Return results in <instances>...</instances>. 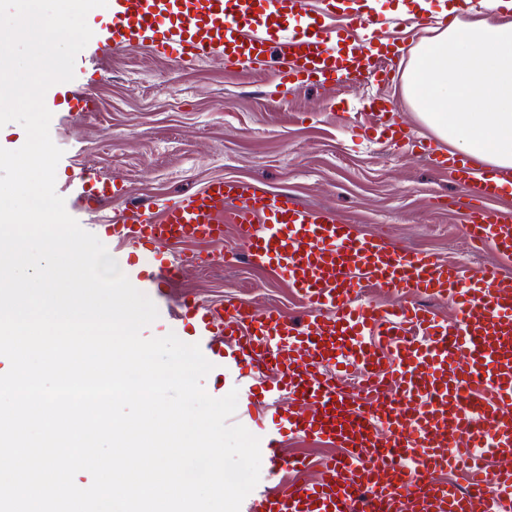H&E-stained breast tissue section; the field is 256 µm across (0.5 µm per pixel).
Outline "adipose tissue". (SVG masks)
<instances>
[{
    "instance_id": "1",
    "label": "adipose tissue",
    "mask_w": 512,
    "mask_h": 512,
    "mask_svg": "<svg viewBox=\"0 0 512 512\" xmlns=\"http://www.w3.org/2000/svg\"><path fill=\"white\" fill-rule=\"evenodd\" d=\"M413 52L401 94L419 123L482 169L512 174V0Z\"/></svg>"
}]
</instances>
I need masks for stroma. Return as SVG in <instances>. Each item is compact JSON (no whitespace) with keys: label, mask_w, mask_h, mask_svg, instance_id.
Instances as JSON below:
<instances>
[{"label":"stroma","mask_w":512,"mask_h":512,"mask_svg":"<svg viewBox=\"0 0 512 512\" xmlns=\"http://www.w3.org/2000/svg\"><path fill=\"white\" fill-rule=\"evenodd\" d=\"M74 73V86H88L97 110L53 113L50 135L64 151L56 191L80 226L98 217L75 205L76 187L68 182L75 172L120 177L132 198L147 202L196 191L214 178L246 180L268 193H295L330 208L359 233H377L474 271L497 265L512 279V261L472 248L461 217L445 206L456 191L447 171L414 152L351 139L348 125L372 121L368 106L380 98L401 113L415 139H430L398 83L353 91L340 83L309 86L283 98L269 72L230 73L218 57L187 69L146 50L106 57L90 45L78 54ZM185 290L206 302L236 299L292 316L303 311L271 270L217 257L184 269L143 337L172 332L188 340L187 327L174 317Z\"/></svg>","instance_id":"obj_1"}]
</instances>
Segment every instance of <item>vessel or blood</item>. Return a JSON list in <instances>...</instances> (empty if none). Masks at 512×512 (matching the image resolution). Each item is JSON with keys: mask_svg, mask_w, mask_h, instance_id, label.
I'll use <instances>...</instances> for the list:
<instances>
[{"mask_svg": "<svg viewBox=\"0 0 512 512\" xmlns=\"http://www.w3.org/2000/svg\"><path fill=\"white\" fill-rule=\"evenodd\" d=\"M107 0L94 17L98 51L150 49L192 68L220 56L224 68L273 70L281 93L340 80L354 88L388 84L385 64L395 49L382 36L379 15L340 0ZM345 9L347 25L336 23ZM89 92L62 88L59 112L88 113ZM376 123L358 138L383 135L411 146L448 170L459 191L448 207L462 215L469 241L512 259V218L490 203L505 186L477 172L466 157L440 154L429 141H412L399 114L373 105ZM77 204L95 212L122 208L98 238L152 256L135 275L167 299L183 268L162 256L174 243L224 241L234 227L242 259L277 273L306 304L305 320L279 308L255 310L228 300L180 297L177 317L214 367L236 374L239 409L261 435L268 475L289 480L260 483L246 512H512V281L496 266L477 272L360 236L328 208L295 194H270L252 183L214 179L202 189L159 203H128L122 179L78 175ZM367 288L417 296L413 305L387 307L359 301ZM452 306L447 320L427 301ZM292 404L282 407L281 397ZM343 448L338 458L312 465L285 450L288 438Z\"/></svg>", "mask_w": 512, "mask_h": 512, "instance_id": "obj_1", "label": "vessel or blood"}]
</instances>
